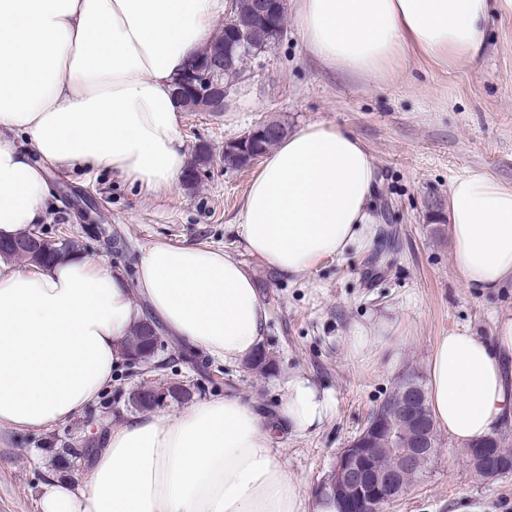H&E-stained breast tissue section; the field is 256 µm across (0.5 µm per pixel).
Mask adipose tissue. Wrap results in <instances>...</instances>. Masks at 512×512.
Listing matches in <instances>:
<instances>
[{"instance_id":"1","label":"adipose tissue","mask_w":512,"mask_h":512,"mask_svg":"<svg viewBox=\"0 0 512 512\" xmlns=\"http://www.w3.org/2000/svg\"><path fill=\"white\" fill-rule=\"evenodd\" d=\"M231 0H0V237L38 223L49 171L109 172L146 193L174 186L187 163L173 83L209 45ZM512 0H296L310 55L383 79L412 56L478 63L493 13ZM376 166L360 138L312 123L283 138L254 176L240 242L295 277L374 235ZM465 285L512 284V185L481 170L456 177L444 215ZM228 365L262 345L268 311L233 254L158 242L135 287L74 256L19 268L0 255V447L9 432L72 419L126 362L144 313ZM495 336L456 330L426 360L435 427L459 446L512 422V314ZM328 402L290 381L281 419L306 429ZM273 423L227 393L177 414L112 427L88 471L50 479L38 512H336L310 505L273 445Z\"/></svg>"}]
</instances>
